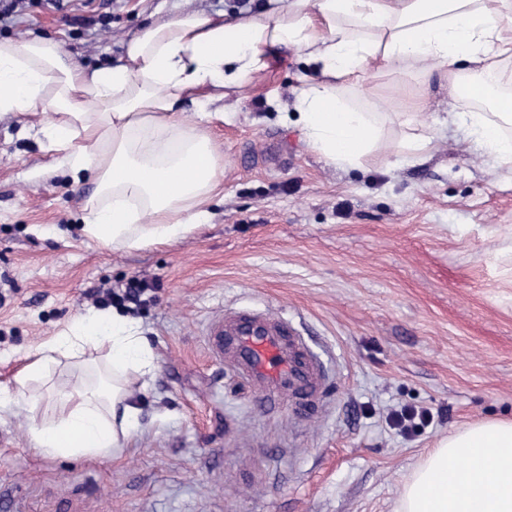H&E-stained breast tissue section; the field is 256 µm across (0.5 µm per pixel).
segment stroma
<instances>
[{"instance_id":"obj_1","label":"stroma","mask_w":512,"mask_h":512,"mask_svg":"<svg viewBox=\"0 0 512 512\" xmlns=\"http://www.w3.org/2000/svg\"><path fill=\"white\" fill-rule=\"evenodd\" d=\"M274 0H20L0 40L51 37L91 71L121 63L135 33L185 12L249 15ZM305 66L274 57L241 101L185 98L223 155L224 198L211 224L140 251H115L82 232L93 178L73 181L38 132L43 118L0 112V385L78 316L118 311L157 358L134 389L140 421L106 457L43 456L30 444L22 402L51 407L80 369L54 368L0 410V512H396L405 482L449 432L512 419V173L494 175L463 137L438 139L431 161L386 168L371 158L341 172L279 117ZM423 92L448 108L438 81L370 82L371 98L401 112ZM279 150L276 163L260 155ZM151 283L140 306L115 292ZM248 306L288 315L320 356L318 407L268 403L231 364L210 355L204 328ZM434 416L410 436L388 414Z\"/></svg>"}]
</instances>
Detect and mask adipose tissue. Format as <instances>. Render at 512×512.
<instances>
[{
  "label": "adipose tissue",
  "mask_w": 512,
  "mask_h": 512,
  "mask_svg": "<svg viewBox=\"0 0 512 512\" xmlns=\"http://www.w3.org/2000/svg\"><path fill=\"white\" fill-rule=\"evenodd\" d=\"M282 48L312 68L292 107L310 150L333 168H363L382 145L387 157L426 163L451 125L491 168L512 162V93L499 67L512 59V0H286L234 19L181 13L138 32L124 63L89 74L63 64L55 39L0 41V112L48 116L49 148L73 174L94 175L86 238L120 250L166 244L210 223L220 192L221 157L197 132L212 113L189 124L175 103L203 87L215 100L242 95ZM380 75L439 78L459 108L432 113L413 98L403 114L410 134L386 142L384 103L353 100ZM90 353L111 382H76L48 418L28 404L31 444L43 455H111L139 419L132 387L153 373L154 357L118 313L79 318L40 345L14 387L0 386V406L61 360ZM398 512H512V420L449 433L404 486Z\"/></svg>",
  "instance_id": "adipose-tissue-1"
}]
</instances>
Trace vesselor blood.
I'll list each match as a JSON object with an SVG mask.
<instances>
[{"instance_id": "b4317fda", "label": "vessel or blood", "mask_w": 512, "mask_h": 512, "mask_svg": "<svg viewBox=\"0 0 512 512\" xmlns=\"http://www.w3.org/2000/svg\"><path fill=\"white\" fill-rule=\"evenodd\" d=\"M217 362L232 360L254 388L267 395H312L320 365L280 315L235 311L215 318L206 329Z\"/></svg>"}]
</instances>
